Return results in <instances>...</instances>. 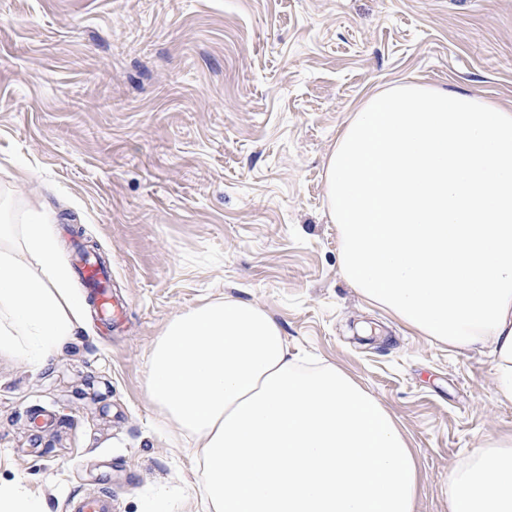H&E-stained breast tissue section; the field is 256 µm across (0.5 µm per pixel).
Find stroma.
Here are the masks:
<instances>
[{
  "mask_svg": "<svg viewBox=\"0 0 512 512\" xmlns=\"http://www.w3.org/2000/svg\"><path fill=\"white\" fill-rule=\"evenodd\" d=\"M425 83L512 108V0H0V198L56 214L112 264L123 323L95 303L40 371L0 352V480L69 512H212L190 437L161 423L148 356L171 318L251 301L290 353L391 414L415 512L512 434L487 349L458 350L369 304L326 201L336 139L370 92Z\"/></svg>",
  "mask_w": 512,
  "mask_h": 512,
  "instance_id": "35a3bbf8",
  "label": "stroma"
}]
</instances>
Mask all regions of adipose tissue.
I'll list each match as a JSON object with an SVG mask.
<instances>
[{"label":"adipose tissue","mask_w":512,"mask_h":512,"mask_svg":"<svg viewBox=\"0 0 512 512\" xmlns=\"http://www.w3.org/2000/svg\"><path fill=\"white\" fill-rule=\"evenodd\" d=\"M325 185L346 279L432 340L489 345L496 395L512 402V109L419 83L375 92L337 139ZM54 219L35 201L19 225L0 211V352L35 371L84 309ZM148 394L194 438L214 512H414L416 462L393 418L336 367L300 373L252 302L171 319L149 354ZM448 512H512V437L453 470Z\"/></svg>","instance_id":"ef3b65f1"}]
</instances>
